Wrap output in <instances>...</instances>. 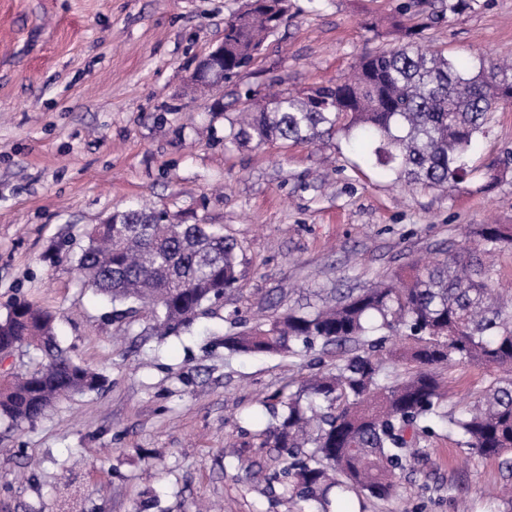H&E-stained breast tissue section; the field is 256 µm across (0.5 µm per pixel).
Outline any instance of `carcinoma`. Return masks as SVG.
<instances>
[{
	"mask_svg": "<svg viewBox=\"0 0 512 512\" xmlns=\"http://www.w3.org/2000/svg\"><path fill=\"white\" fill-rule=\"evenodd\" d=\"M285 14V0H251L224 24V79L253 63ZM395 26L405 32L402 43L364 54L352 76L335 84L252 101L229 119L224 139L260 147L342 134L358 144L365 166L407 186L464 182L475 171L471 156L489 114L512 98V65L453 61L423 48L401 21ZM85 237L80 279L123 305L119 320L135 316L140 303L156 306V336L189 327L237 282L240 245L211 224H172L165 213L136 206L112 212ZM479 237L486 255L512 248L511 225L487 224ZM378 335L393 337L390 353L405 366L394 381L374 355ZM351 343L366 350L351 352ZM318 344L336 347L334 370L268 396L264 406L277 423L257 434L259 447L279 450L285 491L313 512H329L333 487L395 496L396 471L418 459L438 422L457 445L512 472V301L493 297L483 263L456 253L415 260L405 276L224 335V348L245 356L300 355ZM22 347L38 366L0 382V420L33 422L55 400L105 383L62 348L56 316L29 301L0 318V355ZM455 363L498 372L457 416L441 410L446 391L437 374Z\"/></svg>",
	"mask_w": 512,
	"mask_h": 512,
	"instance_id": "1",
	"label": "carcinoma"
}]
</instances>
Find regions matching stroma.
Returning <instances> with one entry per match:
<instances>
[{"label": "stroma", "mask_w": 512, "mask_h": 512, "mask_svg": "<svg viewBox=\"0 0 512 512\" xmlns=\"http://www.w3.org/2000/svg\"><path fill=\"white\" fill-rule=\"evenodd\" d=\"M406 0H288L259 58L218 90L194 89L199 60L244 0H0V318L26 300L55 311L74 361L102 390L62 398L34 422L0 425V512H297L260 447L263 399L334 351L247 357L222 340L232 316L318 303L411 260L478 254L484 224L512 225V106L491 114L476 173L453 188L401 186L362 165L343 135L259 148L225 142L240 96L347 77L365 52L399 44ZM470 62L512 58V0H470L423 33ZM497 181H489L488 168ZM132 204L238 241V281L177 336L151 335V307L115 321L84 288V233ZM459 414L492 379L439 368ZM396 497L349 496L347 512H503L499 459L436 429Z\"/></svg>", "instance_id": "35a3bbf8"}]
</instances>
